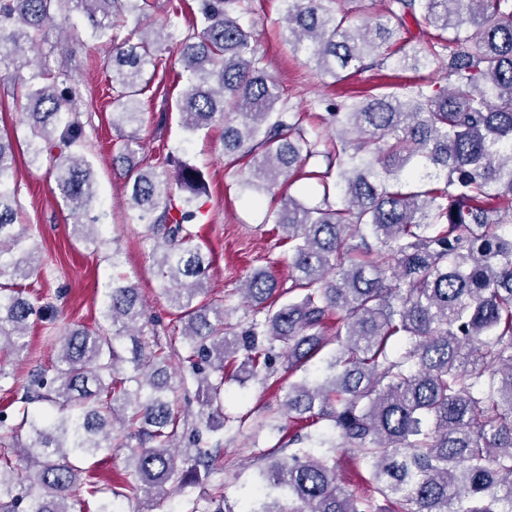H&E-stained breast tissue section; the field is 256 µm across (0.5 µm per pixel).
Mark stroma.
Here are the masks:
<instances>
[{
    "mask_svg": "<svg viewBox=\"0 0 512 512\" xmlns=\"http://www.w3.org/2000/svg\"><path fill=\"white\" fill-rule=\"evenodd\" d=\"M246 21L269 71L300 112L306 132L322 130L324 105L338 93H379L389 82L374 68L347 71L344 80L336 83L320 75L314 63L293 55L285 43L280 0H249ZM40 50L47 67L68 71L79 85L75 111L84 130L81 152L93 165L96 208L106 213L107 222L101 228L104 244L100 250H92L74 236L70 207L57 195L46 169L29 163V129L16 90L11 83L0 81V133L10 134L16 149L18 222L33 235L40 250L38 266L24 285L30 300L44 310L42 317L30 322L23 356L8 360L20 383L34 366L54 361L55 339L66 327H91L100 322L105 293L116 275L136 285L145 300L152 319L145 329L146 342H178L183 331L175 309L160 293L161 282L151 257L153 243L147 240L144 227L128 218L124 169L112 162L118 134L112 126L113 106L108 96L111 71L107 47L90 38L84 27L52 25L41 37ZM166 58V66L150 74L140 97L137 160L153 164L171 155L200 169L207 191L197 199L203 213L199 228L212 252L206 279L211 297L218 299L233 292L254 270L264 267L271 268L282 287H289L286 248L272 230L270 214L288 194L320 202L321 187L315 181L302 180L256 195L242 188L249 175V161L225 158L223 125L217 123L194 134L183 129L177 102L186 77L177 51H167ZM116 246L121 258L115 265L110 254ZM278 405L274 389L260 382L227 385L224 411L232 422L224 429L223 468L209 481L223 484L228 504L243 502L263 455L277 443L278 433L266 429L265 424Z\"/></svg>",
    "mask_w": 512,
    "mask_h": 512,
    "instance_id": "35a3bbf8",
    "label": "stroma"
}]
</instances>
